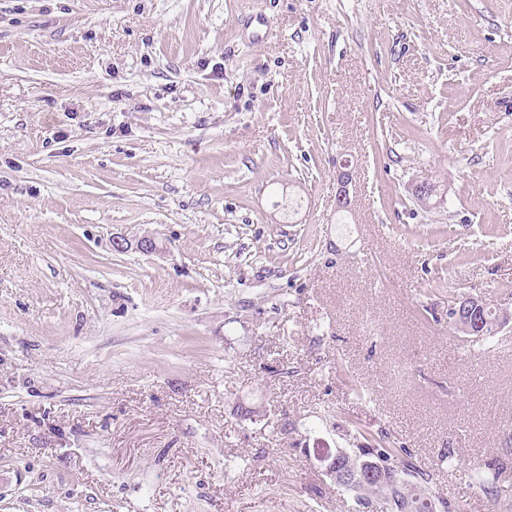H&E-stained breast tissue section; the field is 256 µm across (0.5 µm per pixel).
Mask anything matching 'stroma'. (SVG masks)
Listing matches in <instances>:
<instances>
[{
  "mask_svg": "<svg viewBox=\"0 0 512 512\" xmlns=\"http://www.w3.org/2000/svg\"><path fill=\"white\" fill-rule=\"evenodd\" d=\"M468 295L512 313V0H0V512H355L383 436L512 512ZM353 173L351 162L345 160L341 164L337 174L338 189L336 192V205L338 207L340 206L338 212L346 211L345 208L347 209L351 204L349 185L352 184ZM135 247L143 254H153L159 251V246L156 239L149 235L141 236L140 238L132 241L124 235H116L112 237V247L117 252H125L132 247ZM488 469L494 470L492 477H489L482 469V466L477 465L471 469L470 479L475 481L479 487L490 496H498L501 479L507 477V466L503 463L488 465Z\"/></svg>",
  "mask_w": 512,
  "mask_h": 512,
  "instance_id": "stroma-1",
  "label": "stroma"
}]
</instances>
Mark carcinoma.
Instances as JSON below:
<instances>
[{"mask_svg":"<svg viewBox=\"0 0 512 512\" xmlns=\"http://www.w3.org/2000/svg\"><path fill=\"white\" fill-rule=\"evenodd\" d=\"M374 454H380L389 461L391 472L397 477L396 486L393 487L388 482H368L356 496L361 512H392L391 500L396 497L408 505L407 512H448V501L432 491L425 473L414 463L400 458L398 449L388 447L385 440L373 448L350 450L344 462L351 467H359L363 465L366 457ZM492 470L494 473L489 476L482 466L477 465L471 469L470 479L486 494L496 496L501 479L507 474V466L498 463L493 465Z\"/></svg>","mask_w":512,"mask_h":512,"instance_id":"cac0c4a2","label":"carcinoma"}]
</instances>
